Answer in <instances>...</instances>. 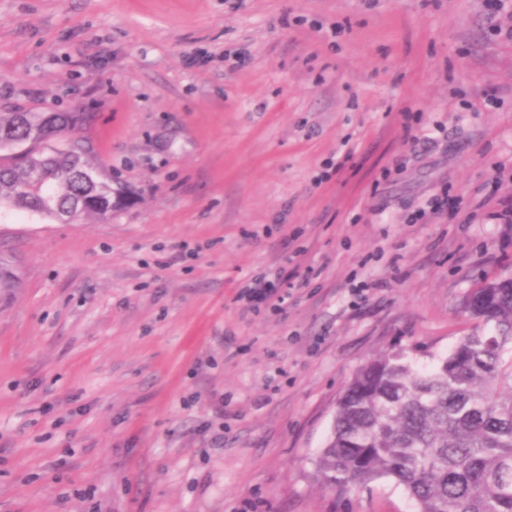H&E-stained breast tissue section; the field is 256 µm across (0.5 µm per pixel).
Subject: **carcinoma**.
Returning a JSON list of instances; mask_svg holds the SVG:
<instances>
[{"mask_svg": "<svg viewBox=\"0 0 512 512\" xmlns=\"http://www.w3.org/2000/svg\"><path fill=\"white\" fill-rule=\"evenodd\" d=\"M83 112H1L0 150L31 140L26 162L0 157V206L67 222L71 211L106 216L90 203L96 187L80 178L93 167L87 149L48 142L82 127ZM53 197L52 208L43 206ZM508 275L466 293L462 314L478 322L429 370L402 353L373 357L336 402L331 435L316 459L322 482L345 495L385 479L416 512H512V286ZM20 285L0 257V296Z\"/></svg>", "mask_w": 512, "mask_h": 512, "instance_id": "obj_1", "label": "carcinoma"}]
</instances>
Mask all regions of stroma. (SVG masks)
I'll return each mask as SVG.
<instances>
[{
  "mask_svg": "<svg viewBox=\"0 0 512 512\" xmlns=\"http://www.w3.org/2000/svg\"><path fill=\"white\" fill-rule=\"evenodd\" d=\"M0 112L89 113L126 195L0 210V512H413L315 457L359 366L432 368L512 274L485 0H0ZM269 269L284 308H244Z\"/></svg>",
  "mask_w": 512,
  "mask_h": 512,
  "instance_id": "stroma-1",
  "label": "stroma"
}]
</instances>
